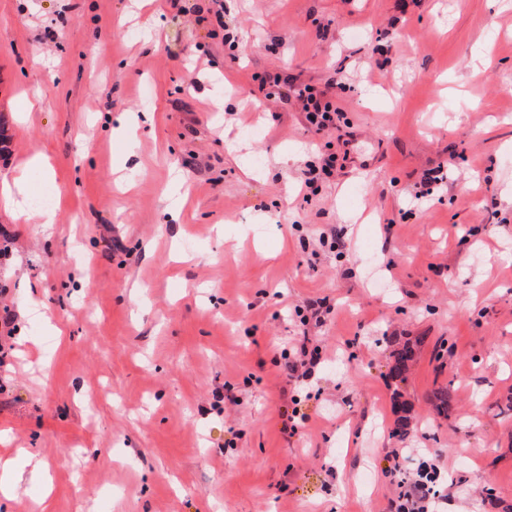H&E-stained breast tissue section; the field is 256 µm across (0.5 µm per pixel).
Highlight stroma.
I'll use <instances>...</instances> for the list:
<instances>
[{
    "label": "stroma",
    "mask_w": 512,
    "mask_h": 512,
    "mask_svg": "<svg viewBox=\"0 0 512 512\" xmlns=\"http://www.w3.org/2000/svg\"><path fill=\"white\" fill-rule=\"evenodd\" d=\"M223 3L233 50L213 0H0V176L45 153L58 207L44 233L0 203V458L52 480L0 512H389L435 451L443 512H512V0ZM275 73L336 81L355 134L307 198L346 148Z\"/></svg>",
    "instance_id": "stroma-1"
}]
</instances>
